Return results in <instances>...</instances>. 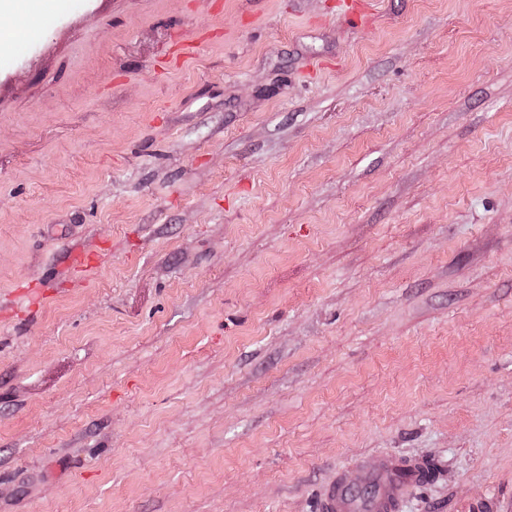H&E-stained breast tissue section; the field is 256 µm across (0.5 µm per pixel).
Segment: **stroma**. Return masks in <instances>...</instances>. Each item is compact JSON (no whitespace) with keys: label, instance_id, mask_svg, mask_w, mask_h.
Wrapping results in <instances>:
<instances>
[{"label":"stroma","instance_id":"obj_1","mask_svg":"<svg viewBox=\"0 0 512 512\" xmlns=\"http://www.w3.org/2000/svg\"><path fill=\"white\" fill-rule=\"evenodd\" d=\"M337 2L0 0V512H512V0ZM425 464L423 459L405 460L395 456H382L370 478L378 484V492L375 486L356 496L361 502L359 503L352 496L351 487L341 477H336V480L323 490L319 511L395 512L409 489L419 482L421 472L426 468Z\"/></svg>","mask_w":512,"mask_h":512}]
</instances>
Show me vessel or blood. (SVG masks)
Segmentation results:
<instances>
[{
    "label": "vessel or blood",
    "instance_id": "obj_1",
    "mask_svg": "<svg viewBox=\"0 0 512 512\" xmlns=\"http://www.w3.org/2000/svg\"><path fill=\"white\" fill-rule=\"evenodd\" d=\"M425 467L424 460L381 457L371 475L378 485L375 497L358 502L343 479L331 482L322 492L319 512H397L411 487L416 485Z\"/></svg>",
    "mask_w": 512,
    "mask_h": 512
}]
</instances>
